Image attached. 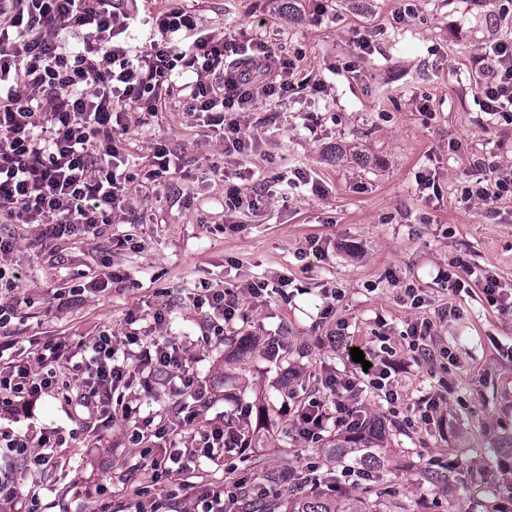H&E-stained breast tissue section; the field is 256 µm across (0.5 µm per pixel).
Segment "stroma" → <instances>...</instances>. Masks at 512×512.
<instances>
[{"label":"stroma","mask_w":512,"mask_h":512,"mask_svg":"<svg viewBox=\"0 0 512 512\" xmlns=\"http://www.w3.org/2000/svg\"><path fill=\"white\" fill-rule=\"evenodd\" d=\"M184 5L208 31H241L279 54L301 53L299 77L323 90L257 102L245 157L225 154L222 138L170 98L153 125L125 137L135 179L127 210L111 223L48 240L38 225L0 223V236L14 242L5 262L20 275L14 289L0 291L18 310L6 328L19 343L16 358H31L34 344L49 338L85 343L106 330L133 373L132 391L112 396L130 415L109 426L70 406L80 390L63 370L66 390L44 397L30 418L0 415L2 435L55 431L66 439L55 473L27 476L40 488L42 512H93L85 481L103 488L114 512H126L166 440L193 446L200 428L219 420L269 442L245 458L225 454L220 466L197 457L190 481L230 488L260 484L265 467L335 470L324 448L287 431L281 408L285 389L302 399L320 372L346 373L351 343L403 360L398 405L370 388L361 395L393 448L392 474L363 493L384 492L390 512H512V317L488 304L481 280L494 276L512 293V196L496 202L493 218L462 199L485 165L512 170V125L484 111L473 64L482 47L512 34V22L490 25L496 0H412L408 17L402 0ZM364 39L373 51L361 57ZM270 110L277 119L267 124ZM161 140L186 171L155 182L146 174ZM242 174L265 196L231 213L224 195ZM115 270L123 282H108ZM441 271L449 281L438 279ZM282 278L286 294L241 295V316L228 324L195 305L203 283L225 289ZM462 278L466 290L452 293L450 280ZM407 288L419 290L421 307L406 300ZM159 309L168 319L158 326ZM423 318L434 319L433 346L451 352L454 364L412 362L407 331ZM338 331L341 347L329 341ZM129 336L137 344L125 345ZM163 338L182 348L208 406L177 395L167 374H138L141 346ZM270 340L284 343L273 359L264 352ZM434 391L446 400L433 424L405 427L402 416ZM150 420L168 424L167 439L148 435L131 446V431ZM459 459L467 469L455 468ZM425 466L441 482L426 486Z\"/></svg>","instance_id":"1"}]
</instances>
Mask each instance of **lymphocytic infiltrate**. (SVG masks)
I'll return each instance as SVG.
<instances>
[{
  "label": "lymphocytic infiltrate",
  "instance_id": "lymphocytic-infiltrate-1",
  "mask_svg": "<svg viewBox=\"0 0 512 512\" xmlns=\"http://www.w3.org/2000/svg\"><path fill=\"white\" fill-rule=\"evenodd\" d=\"M137 15L124 0H0V223L40 224L48 236L108 224L128 204L130 178L122 173L123 138L131 126L151 125L175 86H182L192 112L210 114L225 142L244 148L245 128L258 99L272 101L305 89L296 80L294 60L275 54L266 41L218 36L200 29L194 15L170 8L152 22L142 49L130 45ZM484 110L512 124V37L499 38L475 59ZM267 283L242 289H202L199 304L232 322L239 296H261ZM13 341L0 340V407L22 401L35 407L55 392L58 368L79 383L80 406L112 421V393L127 373L116 360L112 335L93 337L90 351L67 339H50L32 360L6 353ZM150 373H178L184 392L204 402L185 357L171 340L154 342L138 353ZM399 362L366 352L341 376L321 377L322 395H308L291 429L308 447H318L328 429L352 432L370 424L358 401L364 388L396 403L394 373ZM64 440L50 431L37 441L18 434L0 443V458L21 471L52 467ZM199 449L172 448L167 459H153L154 477L168 465L177 473L196 453L213 463L226 452L247 448L241 429L211 423L200 434ZM234 492L182 481L180 490L153 500L152 512H177L186 501L193 512H224Z\"/></svg>",
  "mask_w": 512,
  "mask_h": 512
}]
</instances>
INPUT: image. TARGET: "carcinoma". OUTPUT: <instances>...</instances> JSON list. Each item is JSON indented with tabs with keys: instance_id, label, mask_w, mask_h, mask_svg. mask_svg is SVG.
Segmentation results:
<instances>
[{
	"instance_id": "obj_1",
	"label": "carcinoma",
	"mask_w": 512,
	"mask_h": 512,
	"mask_svg": "<svg viewBox=\"0 0 512 512\" xmlns=\"http://www.w3.org/2000/svg\"><path fill=\"white\" fill-rule=\"evenodd\" d=\"M336 451V466L352 465L372 478L384 482L390 449L385 428L379 424L357 433H347L330 443ZM240 502L245 512H386L380 498L343 496L330 498L318 492L301 497L280 498L255 486L240 489Z\"/></svg>"
}]
</instances>
